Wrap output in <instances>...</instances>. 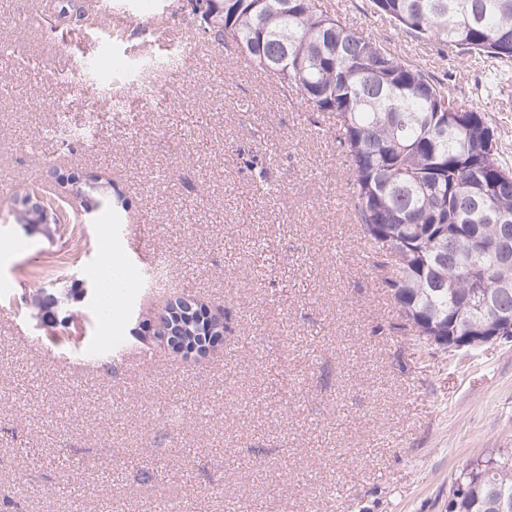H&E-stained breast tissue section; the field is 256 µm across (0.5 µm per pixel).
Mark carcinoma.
<instances>
[{"mask_svg": "<svg viewBox=\"0 0 512 512\" xmlns=\"http://www.w3.org/2000/svg\"><path fill=\"white\" fill-rule=\"evenodd\" d=\"M208 42L233 51L317 112L339 118L350 159V219L397 309L392 335L469 348L512 314V265L500 263L498 228L512 224V166L477 109L458 106L449 85L365 39L319 0H193ZM422 40L512 62V0H374ZM61 16L83 24L79 0ZM71 293L42 316L59 344ZM449 512H512V452L471 462Z\"/></svg>", "mask_w": 512, "mask_h": 512, "instance_id": "obj_1", "label": "carcinoma"}]
</instances>
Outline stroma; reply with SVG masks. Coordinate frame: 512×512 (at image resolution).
Wrapping results in <instances>:
<instances>
[{"instance_id": "obj_1", "label": "stroma", "mask_w": 512, "mask_h": 512, "mask_svg": "<svg viewBox=\"0 0 512 512\" xmlns=\"http://www.w3.org/2000/svg\"><path fill=\"white\" fill-rule=\"evenodd\" d=\"M39 2L0 0V512H448L466 464L512 450V342L448 355L373 334L397 313L344 207L335 113L205 41L186 0H84L119 20L112 42ZM321 2L453 85L512 166V62L420 40L373 0ZM58 172L106 191L51 235L16 199L57 197ZM108 248L142 277L120 345L160 292L223 308L222 348L73 368L102 338L80 291ZM60 282L80 348L23 345L33 295Z\"/></svg>"}]
</instances>
